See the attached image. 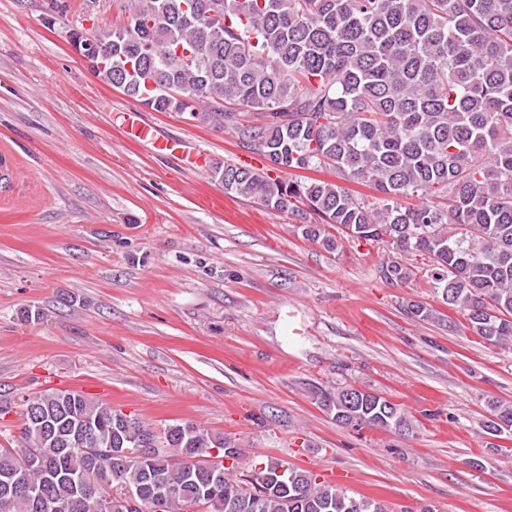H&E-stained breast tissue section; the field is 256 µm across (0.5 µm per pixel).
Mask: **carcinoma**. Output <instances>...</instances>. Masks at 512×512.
<instances>
[{
	"instance_id": "obj_1",
	"label": "carcinoma",
	"mask_w": 512,
	"mask_h": 512,
	"mask_svg": "<svg viewBox=\"0 0 512 512\" xmlns=\"http://www.w3.org/2000/svg\"><path fill=\"white\" fill-rule=\"evenodd\" d=\"M117 22L93 33L104 59L93 72L156 112H188L263 152L267 171L216 162L230 197L255 199L300 221L329 253L343 238L385 247L390 284L424 274L466 328L492 347L512 343V0H115ZM330 169L370 187L269 172ZM425 256L426 267L413 262ZM403 313L442 320L412 299ZM346 426L401 434L399 404L351 385L314 391ZM487 430L512 431V402L489 403ZM59 428L32 450L29 416ZM18 448H0V512H105L98 494L73 502L87 449L128 448L151 427L76 390L25 399ZM112 472L119 492L148 498L152 479L178 491L165 512H387L318 474L270 457L239 470L243 449L194 424ZM217 448L230 465L189 479L192 458ZM266 476L252 494L239 487Z\"/></svg>"
}]
</instances>
